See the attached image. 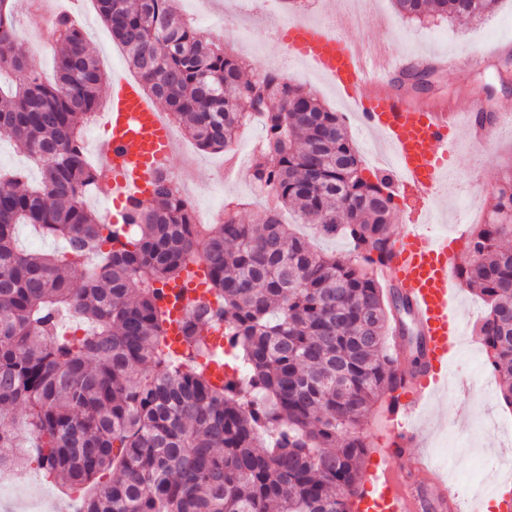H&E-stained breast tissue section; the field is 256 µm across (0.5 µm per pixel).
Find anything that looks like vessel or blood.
I'll return each mask as SVG.
<instances>
[{
    "mask_svg": "<svg viewBox=\"0 0 512 512\" xmlns=\"http://www.w3.org/2000/svg\"><path fill=\"white\" fill-rule=\"evenodd\" d=\"M290 53L322 73L360 109L362 126L393 154L391 175L413 206L406 225L393 239L391 257L379 276L407 301L414 334L423 345L420 365L397 366L403 394L394 415L426 404L432 388L448 381V355L461 333L452 308L449 277L459 264L454 241L421 231L430 212L446 205L441 184L460 136L479 143L485 135L479 114L492 107L474 100L461 108L445 99L417 102L392 86L396 74L414 64L409 57L367 63L356 43L324 25L287 24ZM178 147L165 112L140 84L113 78L106 97L102 131L95 142L113 223H122L132 204L152 197L157 176L173 162ZM416 433L404 428L389 454L392 478L367 504L369 512H457L459 501L447 479L425 480L430 470L415 452Z\"/></svg>",
    "mask_w": 512,
    "mask_h": 512,
    "instance_id": "vessel-or-blood-1",
    "label": "vessel or blood"
}]
</instances>
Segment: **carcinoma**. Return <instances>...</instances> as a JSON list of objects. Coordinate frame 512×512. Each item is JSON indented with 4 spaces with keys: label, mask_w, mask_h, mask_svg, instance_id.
<instances>
[{
    "label": "carcinoma",
    "mask_w": 512,
    "mask_h": 512,
    "mask_svg": "<svg viewBox=\"0 0 512 512\" xmlns=\"http://www.w3.org/2000/svg\"><path fill=\"white\" fill-rule=\"evenodd\" d=\"M13 2L0 0V129L42 177L33 185L0 171V472L35 454L61 484L95 488L77 512H352L364 495L361 427L376 404L398 401L392 306L409 312L374 274L390 257V179L363 177L342 120L313 94L274 72L242 81L244 62L202 40L177 0H97L143 90L201 148L231 151L257 114L264 136L250 176L271 197L260 224L245 223L239 203L224 223L198 225L162 174L120 241L85 204L100 180L81 139L100 105L98 60L82 30L58 19V70L43 78L15 31ZM395 2L406 20L475 21L495 0ZM288 207L326 237L345 235L350 251L313 250L281 223ZM485 215L459 278L487 304L476 336L512 406L511 171ZM20 224L63 240L65 252L19 250ZM87 254L99 260L85 270ZM190 258L218 303L186 312L171 365L161 300ZM66 317L82 338L59 334ZM221 323L250 392L231 378L217 387L196 368L202 332ZM107 473L115 478L101 482Z\"/></svg>",
    "instance_id": "1"
}]
</instances>
